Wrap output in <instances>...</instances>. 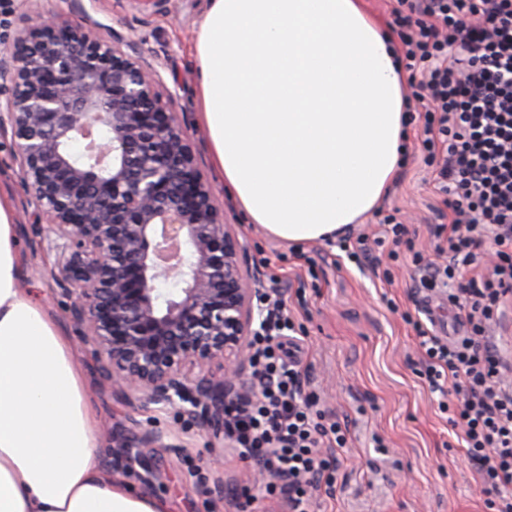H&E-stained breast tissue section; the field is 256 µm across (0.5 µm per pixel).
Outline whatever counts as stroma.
Segmentation results:
<instances>
[{
    "label": "stroma",
    "mask_w": 512,
    "mask_h": 512,
    "mask_svg": "<svg viewBox=\"0 0 512 512\" xmlns=\"http://www.w3.org/2000/svg\"><path fill=\"white\" fill-rule=\"evenodd\" d=\"M39 7L75 23L92 19L102 35L118 32L157 65L171 107L214 199L234 224L247 250L248 273L257 288L278 284L303 336L301 368L327 414L349 427L348 444L332 449L337 467L320 491L321 512H489L474 466L458 431L438 407V395L420 377L422 353L406 314L430 309L438 330L457 328L446 296L416 286L408 257L391 264L387 247L357 268L339 259L326 241L293 245L244 223L221 182L213 180L209 137L195 109L197 70L192 52L206 0H38ZM421 103H413L407 157L379 208L351 225L352 235L377 236L388 214L407 225L416 249L432 251L434 225L448 221L423 162ZM0 190L9 193L24 252L23 289L77 338L66 302L48 274L54 261L29 228L35 207L22 182L10 135H0ZM393 279L384 281L383 266ZM90 408L102 435L101 463L113 478L165 500L168 512H239L242 491L252 512H288L284 499L264 494L255 463L214 439L211 430L175 405L141 407L112 395L90 354L75 349ZM165 432V445L130 459L127 445L146 431Z\"/></svg>",
    "instance_id": "obj_1"
}]
</instances>
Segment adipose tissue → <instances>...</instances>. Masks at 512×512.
<instances>
[{
	"label": "adipose tissue",
	"mask_w": 512,
	"mask_h": 512,
	"mask_svg": "<svg viewBox=\"0 0 512 512\" xmlns=\"http://www.w3.org/2000/svg\"><path fill=\"white\" fill-rule=\"evenodd\" d=\"M195 56L212 166L250 223L321 241L382 202L408 101L394 37L361 0H208ZM22 275L0 194V512H167L101 465L70 340Z\"/></svg>",
	"instance_id": "obj_1"
}]
</instances>
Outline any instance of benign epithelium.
<instances>
[{
    "label": "benign epithelium",
    "mask_w": 512,
    "mask_h": 512,
    "mask_svg": "<svg viewBox=\"0 0 512 512\" xmlns=\"http://www.w3.org/2000/svg\"><path fill=\"white\" fill-rule=\"evenodd\" d=\"M11 132L48 274L116 396L176 401L224 435V406L255 391L245 246L215 206L157 67L117 32L37 15L0 53ZM82 143L74 155L70 145ZM171 278L180 293L157 288ZM148 431L129 449L163 448Z\"/></svg>",
    "instance_id": "7a95c632"
}]
</instances>
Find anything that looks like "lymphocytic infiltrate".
I'll use <instances>...</instances> for the list:
<instances>
[{
    "label": "lymphocytic infiltrate",
    "instance_id": "lymphocytic-infiltrate-1",
    "mask_svg": "<svg viewBox=\"0 0 512 512\" xmlns=\"http://www.w3.org/2000/svg\"><path fill=\"white\" fill-rule=\"evenodd\" d=\"M406 66L422 80V146L448 222L434 227L446 263L415 251L405 224L386 216L381 233L412 252L421 287L447 293L463 310L466 331L449 338L418 318L420 374L443 394L439 407L458 427L489 500L490 512H512V372L493 329L512 301V0H398L394 10ZM495 262L471 273L483 255ZM264 317L253 336V397L224 410V432L241 459L261 464L288 512H316L328 479L324 446L347 444L315 393L305 391L295 323L278 292L258 300Z\"/></svg>",
    "mask_w": 512,
    "mask_h": 512
}]
</instances>
